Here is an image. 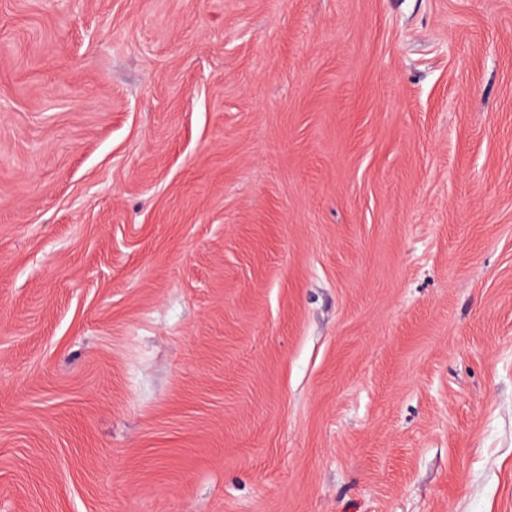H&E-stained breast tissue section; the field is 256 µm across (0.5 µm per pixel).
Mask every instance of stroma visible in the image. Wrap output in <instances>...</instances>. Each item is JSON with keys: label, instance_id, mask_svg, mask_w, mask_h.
<instances>
[{"label": "stroma", "instance_id": "35a3bbf8", "mask_svg": "<svg viewBox=\"0 0 512 512\" xmlns=\"http://www.w3.org/2000/svg\"><path fill=\"white\" fill-rule=\"evenodd\" d=\"M0 512H512V0H0Z\"/></svg>", "mask_w": 512, "mask_h": 512}]
</instances>
